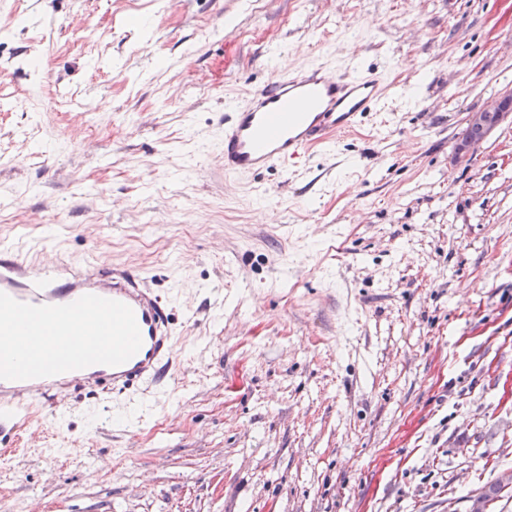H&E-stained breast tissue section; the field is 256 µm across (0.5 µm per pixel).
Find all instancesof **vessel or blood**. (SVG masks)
<instances>
[{
    "label": "vessel or blood",
    "instance_id": "obj_1",
    "mask_svg": "<svg viewBox=\"0 0 512 512\" xmlns=\"http://www.w3.org/2000/svg\"><path fill=\"white\" fill-rule=\"evenodd\" d=\"M382 71L330 72L311 65L282 72L224 108L225 176L287 168L316 144L332 147L382 101ZM80 337L76 355L71 337ZM179 328L147 276L92 261L30 260L19 249L0 259V354L43 358L45 368L0 367V460L42 409L101 393L115 404L164 386L176 363Z\"/></svg>",
    "mask_w": 512,
    "mask_h": 512
}]
</instances>
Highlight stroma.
Instances as JSON below:
<instances>
[{
	"label": "stroma",
	"mask_w": 512,
	"mask_h": 512,
	"mask_svg": "<svg viewBox=\"0 0 512 512\" xmlns=\"http://www.w3.org/2000/svg\"><path fill=\"white\" fill-rule=\"evenodd\" d=\"M311 64L390 93L226 178L227 99ZM512 0H0V243L174 292L172 382L74 400L10 512H467L512 470ZM509 115L512 116V94L509 93L492 106L481 111L473 113L468 123L467 136L463 143L458 147V155L470 147L481 143L488 134L497 128Z\"/></svg>",
	"instance_id": "35a3bbf8"
}]
</instances>
